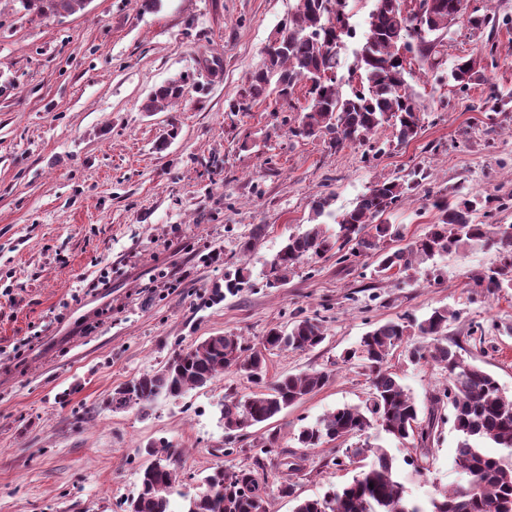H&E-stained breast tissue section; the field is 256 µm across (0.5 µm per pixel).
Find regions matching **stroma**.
I'll use <instances>...</instances> for the list:
<instances>
[{
    "label": "stroma",
    "instance_id": "35a3bbf8",
    "mask_svg": "<svg viewBox=\"0 0 512 512\" xmlns=\"http://www.w3.org/2000/svg\"><path fill=\"white\" fill-rule=\"evenodd\" d=\"M295 0H89L73 15L41 14L0 0V512H123L136 495L148 445L167 441L179 476L175 512L199 481L219 468L252 465L250 452L224 450V394L252 389L225 372L177 400L147 411L116 410L119 386L161 369L177 347L232 332L249 343L296 315L320 316L325 341L308 351L272 354L270 377L326 371L330 380L253 434L276 432L298 463L297 496L314 498L357 475L336 464L334 448H303L301 427L343 405L361 404L367 371L344 353L376 324L423 318L448 307V340L463 358L512 394V290L476 288L494 250L473 247L405 275H377L373 257L349 266L304 261L286 286L266 285L267 262L289 235L304 231L312 204L327 198L340 214L378 177L416 167L431 187L455 194H512V105L487 112L490 89L512 92V27L490 38L455 32L444 66L413 61L423 127L384 149L331 148L288 136L275 97L231 111L261 63L270 32ZM495 46L486 81L459 92L448 79L456 57ZM184 78L182 98L143 111L154 90ZM437 219L425 188L385 214L405 239ZM257 247L240 244L257 226ZM250 281L218 300L214 289L239 266ZM108 287H98L101 272ZM483 325L482 341L469 337ZM420 415L434 413L428 461L411 445L386 441L406 497L427 502L461 479L452 411L431 400L447 384L433 362L388 360Z\"/></svg>",
    "mask_w": 512,
    "mask_h": 512
}]
</instances>
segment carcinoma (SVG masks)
Listing matches in <instances>:
<instances>
[{
  "label": "carcinoma",
  "mask_w": 512,
  "mask_h": 512,
  "mask_svg": "<svg viewBox=\"0 0 512 512\" xmlns=\"http://www.w3.org/2000/svg\"><path fill=\"white\" fill-rule=\"evenodd\" d=\"M356 0H296L288 22L269 35L266 57L250 76L244 94L232 105L246 111L274 92L295 112L292 94L303 82L308 86L311 105L306 112L284 121L295 138H328L330 146L366 145L377 151L372 137L389 126L399 143L417 138L423 113L408 78L412 75L407 54L432 66L441 63L440 50L452 26L484 32L496 25L491 12L459 13L460 0H373L367 32L355 53L354 68L339 74L340 53L345 39L355 36L349 23ZM25 7L40 13L74 14L86 7V0H25ZM449 77L461 92L484 80L481 61L458 57ZM183 94V85L173 80L157 88L145 101L146 112L162 111ZM430 173L418 168L409 177H382L359 196L355 206L344 212L331 234L320 218L332 216L327 201L312 207L313 224L302 233L288 237L269 262L267 286L280 288L305 259H321L331 251L342 263L373 254L377 272L387 275L408 273L436 256L459 253L474 243L492 245L499 251L496 271L474 276L476 287L489 294L512 289V234L502 224H481L476 215L490 205L500 208L504 200L471 195H438L427 191L438 212L437 221L422 236L391 251L381 246L387 237L398 235L392 225L377 222L400 205L419 186L428 183ZM456 312L436 308L421 321L399 319L376 325L348 352L345 361L356 360L369 372L372 387L363 404L344 406L320 416L300 431L303 448H321L338 439L354 436L361 440L344 453L349 462L372 458L352 482L331 489L314 499L297 500L293 512H512V395L482 367L466 361L448 345V322ZM411 336L419 341L406 349L412 363L430 360L448 373V385L432 404L448 401L454 428L458 432L455 466L463 480L430 498L427 506L409 502L404 487L394 477L393 457L383 446L370 441L368 430L402 443L413 440V425L419 423L414 398L398 377L386 368L391 352ZM325 340V329L317 317H298L288 328L272 327L262 346L250 344L233 333L208 336L191 346L174 351L168 363L145 373L115 390L112 407L145 409L158 398L177 399L191 389L213 383L228 370L246 375L255 390L246 395L224 394L221 418L228 438L248 436V429L267 422L283 410L302 402L329 381L326 371L281 375L268 381V354L283 350H311ZM509 450L508 457L495 456L487 446ZM249 447L255 456L275 452V439L261 436ZM253 467L216 470L206 476L199 490L188 498L186 512H257L254 497L267 494V484L257 478ZM179 482L170 465L140 472L137 495L125 502L124 512H171V496Z\"/></svg>",
  "instance_id": "cac0c4a2"
}]
</instances>
